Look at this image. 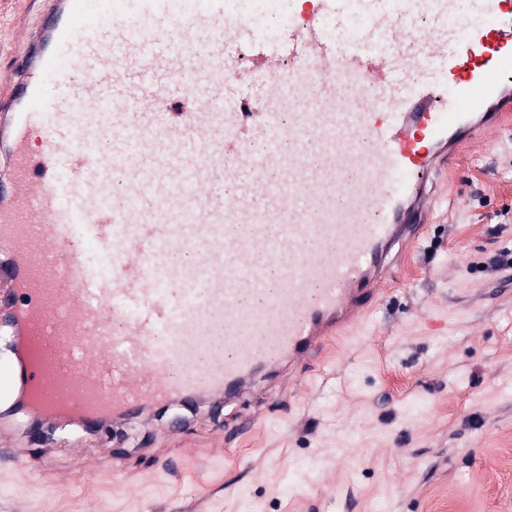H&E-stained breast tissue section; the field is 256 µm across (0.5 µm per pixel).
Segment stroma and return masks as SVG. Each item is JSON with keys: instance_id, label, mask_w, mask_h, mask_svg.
I'll return each mask as SVG.
<instances>
[{"instance_id": "obj_1", "label": "stroma", "mask_w": 512, "mask_h": 512, "mask_svg": "<svg viewBox=\"0 0 512 512\" xmlns=\"http://www.w3.org/2000/svg\"><path fill=\"white\" fill-rule=\"evenodd\" d=\"M427 236L310 387L255 380L246 400L149 410L78 439L32 432L0 401V512H512V130L464 144L436 178ZM265 410L255 430L239 427ZM106 460L91 481L77 457Z\"/></svg>"}]
</instances>
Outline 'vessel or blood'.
<instances>
[{
    "instance_id": "1",
    "label": "vessel or blood",
    "mask_w": 512,
    "mask_h": 512,
    "mask_svg": "<svg viewBox=\"0 0 512 512\" xmlns=\"http://www.w3.org/2000/svg\"><path fill=\"white\" fill-rule=\"evenodd\" d=\"M299 2L42 0L0 77V323L39 351L1 396L84 426L237 399L366 321L512 112V0Z\"/></svg>"
}]
</instances>
